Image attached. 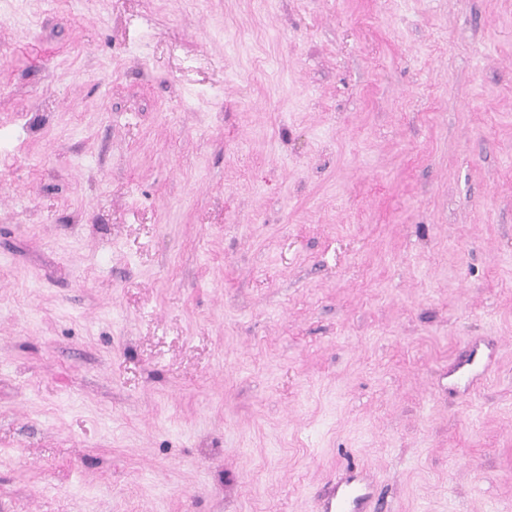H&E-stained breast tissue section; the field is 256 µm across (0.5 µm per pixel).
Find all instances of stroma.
Instances as JSON below:
<instances>
[{"label":"stroma","mask_w":512,"mask_h":512,"mask_svg":"<svg viewBox=\"0 0 512 512\" xmlns=\"http://www.w3.org/2000/svg\"><path fill=\"white\" fill-rule=\"evenodd\" d=\"M349 465L512 512V0H0V512ZM480 367L478 346L473 345L467 359L449 368V375L453 377L457 384L470 385L476 376L484 372L485 367L483 369H480Z\"/></svg>","instance_id":"stroma-1"}]
</instances>
